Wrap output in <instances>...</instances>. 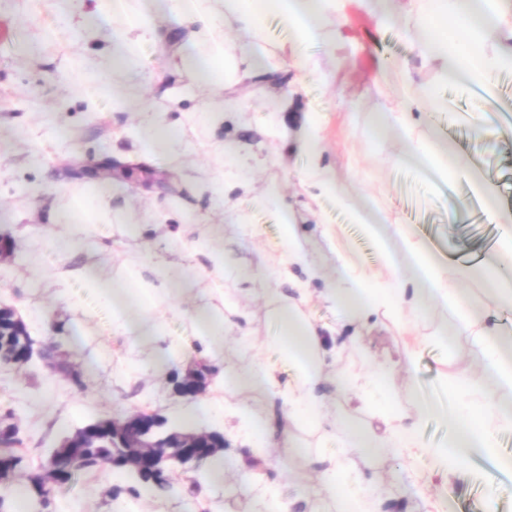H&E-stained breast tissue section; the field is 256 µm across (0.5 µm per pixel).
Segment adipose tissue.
Returning a JSON list of instances; mask_svg holds the SVG:
<instances>
[{
  "label": "adipose tissue",
  "instance_id": "1",
  "mask_svg": "<svg viewBox=\"0 0 512 512\" xmlns=\"http://www.w3.org/2000/svg\"><path fill=\"white\" fill-rule=\"evenodd\" d=\"M344 0H164L167 11L187 28L206 32L232 19L247 36L243 58L251 60L255 47L263 38L262 24L275 19L285 25L293 44L315 41L322 30L340 15ZM417 8L418 33L414 42L422 62L438 63L445 79H464L481 90L484 101L496 100V75L502 64L512 65V0H413ZM112 12L127 21L124 34L118 38L110 57L99 67L121 74L135 70L141 63L145 45L161 40L162 35L149 14L146 0H112ZM492 40L494 56H472L461 51L460 43ZM441 95L436 86L423 85L416 96L401 102L398 108L379 118L378 130L397 131L411 142L412 151L443 183L467 181L476 195L492 201L493 192L479 184L474 169L449 147L434 138L415 135L414 114L435 111ZM317 183L335 196L337 205L346 210L353 223L365 225L381 252H388L391 238H399L405 246L409 266L428 296L436 304L451 307L456 315L457 334L472 337L478 349L479 363L488 376V384L472 386L460 376L448 385L449 407L439 414L448 424L445 439L434 449L425 448L419 427L426 403H416V415L410 425L390 427L393 416L402 410V399L392 372L369 363L364 376L334 373L325 375L321 356L326 341L311 325L300 304L279 311L280 333L273 346L293 375V382L282 396L277 420L256 415L249 407L236 411L245 437L255 442L257 455H265L268 434L274 423L282 426L305 424L314 429L331 428L343 436L342 454L333 456L322 473L323 487L336 504V512H378L373 490L362 487L351 469L352 456L373 450H390L419 462L431 455L443 479L464 473L472 456L480 455L493 462L483 478L496 485L499 473L512 470V458L497 455V437L502 428L512 427V329L500 322H486L480 305L467 292L451 288L445 262L423 241L415 239L410 228L394 225L391 234H383L369 223L365 213L333 175L319 173ZM467 275L484 277L489 295L512 306V228L501 232L497 246L487 258L465 262ZM127 287L111 288L89 276L81 288L68 289V296L92 316L111 321L113 328L123 330L134 341L156 335L154 314L168 304L167 293L142 280L136 271L126 275ZM323 300L349 320L379 313L388 315L396 326L409 358H417L422 342L414 336L409 315L418 305L417 296L399 275L381 280L379 273L360 269L349 257H341ZM329 382L338 395L354 396L376 406L380 429L364 431L341 417L330 416L318 388Z\"/></svg>",
  "mask_w": 512,
  "mask_h": 512
}]
</instances>
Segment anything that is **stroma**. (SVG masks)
<instances>
[{"label": "stroma", "mask_w": 512, "mask_h": 512, "mask_svg": "<svg viewBox=\"0 0 512 512\" xmlns=\"http://www.w3.org/2000/svg\"><path fill=\"white\" fill-rule=\"evenodd\" d=\"M162 25L166 38L146 47L138 70L114 77L111 96L93 104L77 87L92 78L94 63L111 53L125 30L112 0H74L66 10L55 0H0V235L13 244L12 259L0 264V306L14 309L36 345L62 338L83 379L75 386L37 359L21 369H0V417L13 415L22 428L29 465L38 466L64 433L92 419L147 408L182 421L194 403L175 394L169 380L184 365L170 353L169 339L184 335L186 315L206 318L228 299L236 311L228 317L223 346L211 349L191 339L194 358L218 368L212 384L223 406H248L266 415L277 410L275 392L225 385L223 373L253 358L278 363L269 346L278 332L273 311L287 304L296 283L311 293L307 317L333 329L341 349L325 355V370L364 372L366 350L393 370L402 395L429 401L444 400V386L455 375L482 381L470 337L450 336L453 314L433 301H422L411 316L415 335L425 343L411 361L388 319L347 320L322 299L325 283L310 279L308 266H334L340 248L374 271H383L385 260L335 199L316 188L299 139L310 121L320 122V166L356 201L368 203L388 223L411 226L433 249L454 236L479 254L493 223L468 184L433 188L409 160V141L392 133L373 135L370 125L375 113L395 108L416 85L438 86L455 111L470 114V124L458 127L439 114L421 121L418 132L445 139L475 162L500 208L512 213V77H499L501 104L488 113L462 87L442 81L438 66H421L409 0H398L385 23L359 0H347L338 26L307 44L319 71L303 77L290 66L289 35L277 21L267 22L264 44L277 59L276 69L261 66L244 82L214 85L202 84L184 55L204 57L219 47L240 58L242 37L235 24L228 21L193 38L176 21ZM384 60L409 63L412 81L381 69ZM129 83L144 88L142 101L123 102ZM275 100L285 103L284 111H270ZM152 120L177 129L175 150L141 148L135 132ZM107 161L146 172L155 183L147 188L86 177L89 166ZM273 181L305 243V263L274 264L282 254L279 214L256 202ZM83 199L98 200L110 221L71 249L66 241L73 227L59 216ZM463 202L468 209L462 222L449 223V206ZM327 224L336 231L335 241L322 235ZM216 248L224 252L221 269L212 262ZM131 267L180 307L160 312L162 332L146 344L88 316L64 294L86 272L119 284ZM355 338L362 349L352 346ZM293 434L304 457L289 458L284 442L276 441L272 461L263 468L265 481L292 500L291 512H333L332 501L319 490L323 465L317 455L339 447L340 434L304 426ZM357 465L364 484L380 493V512H441L443 499L455 512H483L489 493L482 458L473 459L467 477L447 485L435 479L421 489L412 488L409 467L397 456L368 455ZM195 477V470L175 468L172 491L136 498L126 479L103 468L58 487L51 512H267L268 496L237 478L200 483L191 494L187 487Z\"/></svg>", "instance_id": "stroma-1"}]
</instances>
